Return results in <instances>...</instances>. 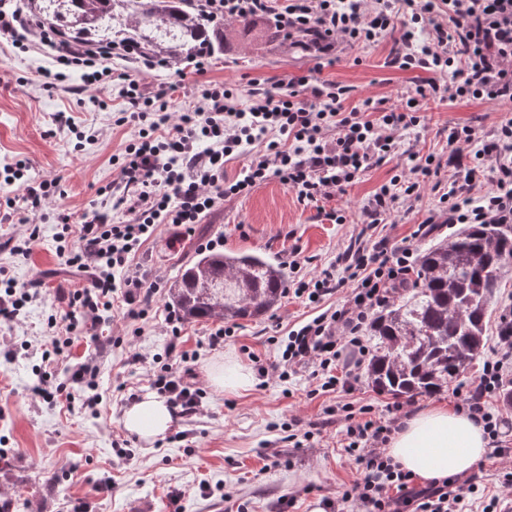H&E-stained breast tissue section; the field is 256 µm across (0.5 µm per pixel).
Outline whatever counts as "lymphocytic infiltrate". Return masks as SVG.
<instances>
[{
	"label": "lymphocytic infiltrate",
	"mask_w": 512,
	"mask_h": 512,
	"mask_svg": "<svg viewBox=\"0 0 512 512\" xmlns=\"http://www.w3.org/2000/svg\"><path fill=\"white\" fill-rule=\"evenodd\" d=\"M203 7L219 21L271 16L278 29L311 33L322 53L339 43L375 45L396 31L400 37L389 65L420 70L426 77L415 94L401 95L391 106L368 97L349 110L343 106L348 87L311 75L280 92L251 88L243 95L206 81L198 96L175 113L169 109L168 87L148 91L130 74H113L112 58L127 56V48L66 46L58 29L31 18L23 6L0 0V39L21 53L40 49L50 55L51 68L40 72L45 87H61L75 72L90 86L118 79L128 108L115 123L135 128L124 151L112 158L119 171L112 183V207L121 211L122 222L96 214L74 225L68 214L59 216L57 251L67 267L88 273L91 285L75 290L77 306L63 319H49L56 335L97 327L115 299L134 303L144 277L131 271L130 261L160 225L198 223L219 201L248 195L273 178L303 202L344 191L378 160L394 154L404 131L420 125L426 98L512 102V0H203ZM255 143L260 149L242 177L226 180V160ZM468 150L473 156L465 165L461 159ZM409 160L408 173L393 175L374 192L366 207L372 223H381L398 200L419 198V175L445 162L456 168L451 188L441 196L448 223H512L511 117L501 121L494 139H482L477 126L455 127L448 133L447 158L414 153ZM28 171L23 160L0 166V181L14 189L5 200L4 217L20 224L32 223L57 195L56 180L36 182ZM483 176L489 186L480 198H472ZM414 252L410 239L394 244L382 237L370 251L344 253L338 267L295 280L294 295L314 304L342 287L348 293L343 304L289 333L279 379L306 367L319 390L353 391L369 352L363 327L407 282ZM500 322L494 358L467 389L452 394L459 409L482 424L494 454L507 456L512 447L499 438L504 416L491 410L489 399L512 382L511 305L503 308ZM150 384L177 415L197 413L202 405V390L171 367L153 372ZM327 413L344 423L343 450L360 473L341 488L337 503H355L359 512H463L466 496L483 493L487 499L481 512H503L502 498L487 494L476 474L418 486L385 450L400 426L398 417L385 420L373 416L371 406L349 403L328 407Z\"/></svg>",
	"instance_id": "lymphocytic-infiltrate-1"
}]
</instances>
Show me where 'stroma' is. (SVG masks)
<instances>
[{"label": "stroma", "instance_id": "35a3bbf8", "mask_svg": "<svg viewBox=\"0 0 512 512\" xmlns=\"http://www.w3.org/2000/svg\"><path fill=\"white\" fill-rule=\"evenodd\" d=\"M217 38L223 46L203 77L190 66L146 72L133 58L113 60L112 66L138 76L150 91L176 85L169 100L173 112L181 111L206 79L274 92L314 70L320 79L350 87V107L366 97L394 103L418 84L414 72L388 66L390 36L369 48L340 44L335 54L323 56L312 47H295L271 18L254 17L246 26L238 20L221 23ZM48 64L45 56L0 46V164L25 160L32 176L57 180L59 190L36 214L37 237L27 254L5 245L8 237L26 234V225L0 226V268L20 286L43 280L41 298L14 322L0 323V441L9 449L8 465L0 469V512H337L331 505L337 489L352 484L359 472L341 449L343 423H327L326 409L350 401L371 406L379 417L397 402L394 397L374 391L364 377L353 393L321 394L305 369L285 382L257 376L259 364L280 361L289 331L319 313L291 293L265 316L239 321L234 336L218 346L210 343L214 321L185 322L179 348L194 359L182 364L167 353L161 317L166 290L189 255L217 238L224 252L266 255L285 266L291 280L335 263L359 233L394 242L412 237L417 225L438 211L453 180L451 168L425 178L419 199L399 201L377 227H370L364 204L405 168L408 155H445L449 129L477 121L486 137H494L503 117L500 107L425 100L423 121L405 135L397 153L374 164L345 192L306 204L272 179L247 197L220 202L200 223L161 225L133 260L160 285L144 303L151 317L140 320L117 310L97 336L77 330L69 351L56 356L48 319L64 315L74 290L90 284L87 273L66 267L56 251L59 216L68 214L77 224L83 215L110 210V185L117 177L110 159L123 151L132 129L113 123L127 107L116 87H89L75 74L64 87L47 88L39 71ZM70 119L95 132L83 150L66 143ZM334 212L343 215L342 223L331 220ZM294 251L301 261L297 270L287 266ZM507 304L512 305V266L502 274L488 313V345L470 377L479 376L493 357ZM228 357L254 371L249 390L209 385L207 366ZM80 362L99 368V403L62 396L51 405L34 394L40 371L49 370L53 383L65 387L67 369ZM156 362L190 372L206 399L202 413L174 417L165 436L148 444L124 428L122 417L133 397L150 392L148 374Z\"/></svg>", "mask_w": 512, "mask_h": 512}]
</instances>
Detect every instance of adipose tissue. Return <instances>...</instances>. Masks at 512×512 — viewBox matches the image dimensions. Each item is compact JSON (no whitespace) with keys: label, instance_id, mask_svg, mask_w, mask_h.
Returning <instances> with one entry per match:
<instances>
[{"label":"adipose tissue","instance_id":"1","mask_svg":"<svg viewBox=\"0 0 512 512\" xmlns=\"http://www.w3.org/2000/svg\"><path fill=\"white\" fill-rule=\"evenodd\" d=\"M172 413L164 400L144 395L124 413L129 432L151 442L172 424ZM482 425L467 413L432 404L406 419L393 436L387 453L401 469L421 480L443 479L448 474L468 475L487 451Z\"/></svg>","mask_w":512,"mask_h":512}]
</instances>
